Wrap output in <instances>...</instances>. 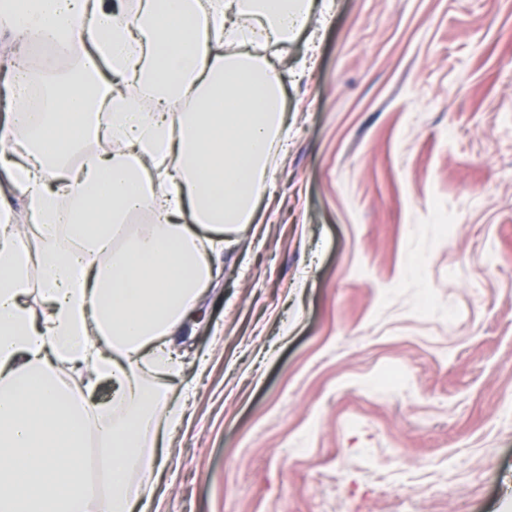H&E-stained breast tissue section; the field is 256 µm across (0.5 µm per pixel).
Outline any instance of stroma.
<instances>
[{"mask_svg":"<svg viewBox=\"0 0 512 512\" xmlns=\"http://www.w3.org/2000/svg\"><path fill=\"white\" fill-rule=\"evenodd\" d=\"M146 512H512V0H314Z\"/></svg>","mask_w":512,"mask_h":512,"instance_id":"35a3bbf8","label":"stroma"}]
</instances>
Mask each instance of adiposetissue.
Wrapping results in <instances>:
<instances>
[{
  "label": "adipose tissue",
  "instance_id": "adipose-tissue-1",
  "mask_svg": "<svg viewBox=\"0 0 512 512\" xmlns=\"http://www.w3.org/2000/svg\"><path fill=\"white\" fill-rule=\"evenodd\" d=\"M310 0H146L121 23L102 0H0V71L15 108L0 125L11 151L0 175L28 200L38 252L21 248L0 209V512H133L144 494L132 474L153 467L160 427L183 416L134 370L166 373L188 316L216 278L194 225L222 234L253 223L270 148L284 127L283 74L253 52L288 44ZM59 56L83 53L78 71H34L19 58L34 41ZM156 109L141 111L121 84ZM40 86L44 110L24 107ZM176 100L190 111L173 108ZM99 143L85 153L87 142ZM152 223L132 231L131 214ZM43 272L51 312L28 309L27 275ZM90 367L111 403L72 394L67 370ZM96 434L105 485L82 475Z\"/></svg>",
  "mask_w": 512,
  "mask_h": 512
}]
</instances>
